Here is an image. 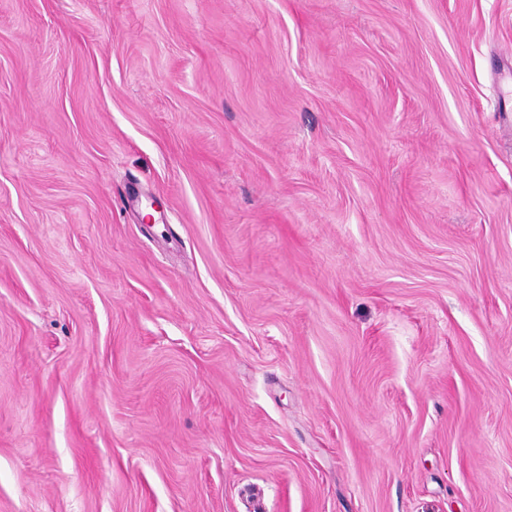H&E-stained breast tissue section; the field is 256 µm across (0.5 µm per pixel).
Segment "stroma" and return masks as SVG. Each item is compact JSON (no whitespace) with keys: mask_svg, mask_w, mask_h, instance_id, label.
I'll use <instances>...</instances> for the list:
<instances>
[{"mask_svg":"<svg viewBox=\"0 0 512 512\" xmlns=\"http://www.w3.org/2000/svg\"><path fill=\"white\" fill-rule=\"evenodd\" d=\"M0 512H512V0H0Z\"/></svg>","mask_w":512,"mask_h":512,"instance_id":"obj_1","label":"stroma"}]
</instances>
